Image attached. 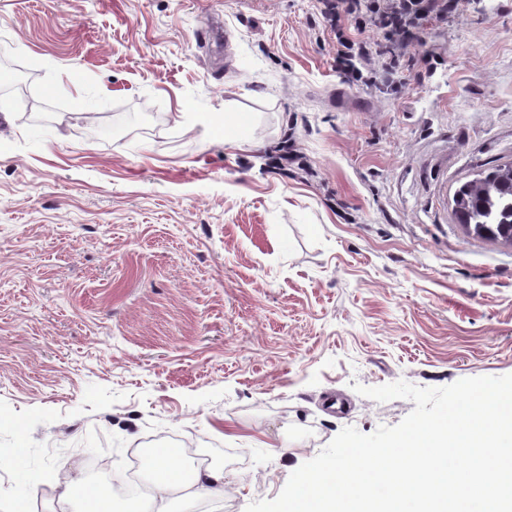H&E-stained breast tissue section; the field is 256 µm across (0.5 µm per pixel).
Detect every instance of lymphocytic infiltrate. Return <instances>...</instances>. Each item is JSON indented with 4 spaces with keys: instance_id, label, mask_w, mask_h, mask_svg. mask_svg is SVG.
Wrapping results in <instances>:
<instances>
[{
    "instance_id": "lymphocytic-infiltrate-1",
    "label": "lymphocytic infiltrate",
    "mask_w": 512,
    "mask_h": 512,
    "mask_svg": "<svg viewBox=\"0 0 512 512\" xmlns=\"http://www.w3.org/2000/svg\"><path fill=\"white\" fill-rule=\"evenodd\" d=\"M320 15L336 28V69L345 78L372 87L391 75L414 69L416 46L424 42L430 24L447 25L461 0H319ZM353 19L357 37L341 32L342 20ZM378 33L366 40L367 30Z\"/></svg>"
}]
</instances>
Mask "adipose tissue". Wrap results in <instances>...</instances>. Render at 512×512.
<instances>
[{
  "instance_id": "ef3b65f1",
  "label": "adipose tissue",
  "mask_w": 512,
  "mask_h": 512,
  "mask_svg": "<svg viewBox=\"0 0 512 512\" xmlns=\"http://www.w3.org/2000/svg\"><path fill=\"white\" fill-rule=\"evenodd\" d=\"M169 449L156 448L148 458V468L153 474L152 484L158 493L157 499L135 500L130 512H167L159 496L170 492L181 494L187 504L208 498L223 496L224 470L219 466L194 469L192 473L175 470L168 465Z\"/></svg>"
}]
</instances>
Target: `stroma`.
<instances>
[{
  "instance_id": "obj_1",
  "label": "stroma",
  "mask_w": 512,
  "mask_h": 512,
  "mask_svg": "<svg viewBox=\"0 0 512 512\" xmlns=\"http://www.w3.org/2000/svg\"><path fill=\"white\" fill-rule=\"evenodd\" d=\"M1 46L0 512L186 445L245 512L415 407L356 385L512 374V248L452 214L512 159V0L395 92L340 77L316 0H0Z\"/></svg>"
}]
</instances>
